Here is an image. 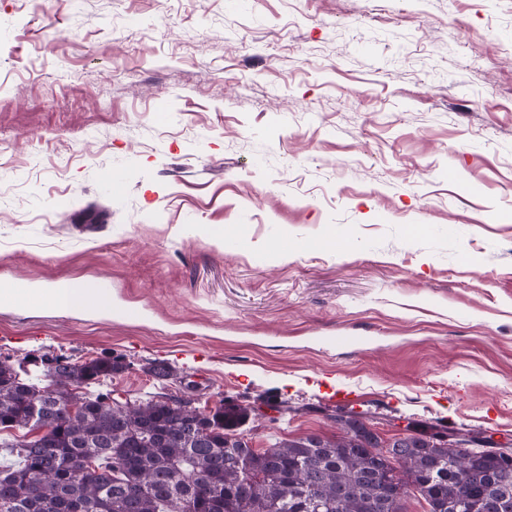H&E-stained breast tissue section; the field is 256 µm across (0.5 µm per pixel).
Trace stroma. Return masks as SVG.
Returning a JSON list of instances; mask_svg holds the SVG:
<instances>
[{
    "mask_svg": "<svg viewBox=\"0 0 512 512\" xmlns=\"http://www.w3.org/2000/svg\"><path fill=\"white\" fill-rule=\"evenodd\" d=\"M62 282L111 310L0 304V359L512 440V0H0V284Z\"/></svg>",
    "mask_w": 512,
    "mask_h": 512,
    "instance_id": "obj_1",
    "label": "stroma"
}]
</instances>
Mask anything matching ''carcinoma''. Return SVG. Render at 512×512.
Returning <instances> with one entry per match:
<instances>
[{
	"label": "carcinoma",
	"mask_w": 512,
	"mask_h": 512,
	"mask_svg": "<svg viewBox=\"0 0 512 512\" xmlns=\"http://www.w3.org/2000/svg\"><path fill=\"white\" fill-rule=\"evenodd\" d=\"M123 370L110 358L62 368L42 386L22 379L0 360V424L46 429L51 449L35 439L16 447L0 441V512H364L379 483L414 486L430 512L448 500V486L469 489L463 512H484L485 499L512 512V464L488 448L489 440L467 433L473 454L443 440L439 430L411 432L383 443L360 418L335 417L332 437L306 435L275 442L262 452L238 432L254 414L250 405L222 403L210 411L202 433L195 419L161 396L112 404V391L86 392L91 384ZM74 406L65 418L58 407ZM393 448L399 458H378L371 448ZM93 461L96 472L79 465ZM256 488L248 499L228 494L246 477ZM317 484L307 496V479ZM346 490L343 504L337 491Z\"/></svg>",
	"instance_id": "obj_1"
}]
</instances>
